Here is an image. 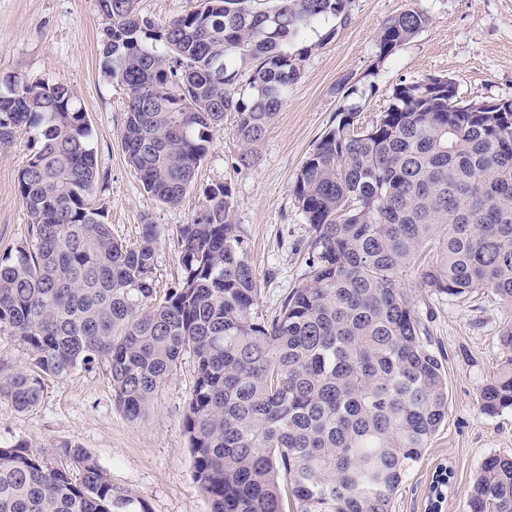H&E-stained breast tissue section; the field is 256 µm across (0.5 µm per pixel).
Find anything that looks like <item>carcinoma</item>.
I'll return each instance as SVG.
<instances>
[{"label": "carcinoma", "instance_id": "carcinoma-1", "mask_svg": "<svg viewBox=\"0 0 512 512\" xmlns=\"http://www.w3.org/2000/svg\"><path fill=\"white\" fill-rule=\"evenodd\" d=\"M102 65L128 97L120 131L144 190L178 205L213 133L236 116L240 161L301 77L298 48L351 0H200L160 24L137 0H97ZM421 10L388 19L379 58L415 38ZM248 73V92L239 89ZM457 99L446 77L404 82L375 121L345 108L292 185L311 229L305 280L278 314L256 310V274L232 224L228 185L204 189L177 228L184 275L155 302L157 225L129 247L89 205L98 182L86 113L45 81L0 89V143L36 145L17 178L29 238L0 258V335L32 355L0 370V396L25 411L43 377L106 361L113 401L139 418L190 352L184 416L193 479L211 512H391L411 464L448 416V380L402 276L463 298L512 304V101ZM512 407V355L479 395L487 416ZM74 479L17 442L0 447V512H148L81 448ZM470 512H512V455L488 457Z\"/></svg>", "mask_w": 512, "mask_h": 512}]
</instances>
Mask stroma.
I'll list each match as a JSON object with an SVG mask.
<instances>
[{
	"mask_svg": "<svg viewBox=\"0 0 512 512\" xmlns=\"http://www.w3.org/2000/svg\"><path fill=\"white\" fill-rule=\"evenodd\" d=\"M408 9L425 12L427 26L397 53L379 58L377 31ZM103 28L97 0H0V84L43 80L76 93L99 170L91 206L114 237L130 246L139 241L144 220L158 225L160 299L183 275L177 226L200 210L203 187L224 183L232 189V222L259 280L256 308L267 316L278 313L282 297L305 277L310 237L291 186L340 108H354L362 123H371L390 106L397 84L433 76L451 78L466 102L512 100V0H351L346 22L309 30L301 77L258 145L257 161L240 164L235 116L225 115L193 188L179 205L169 206L145 192L127 161L120 137L127 96L101 66ZM33 145L32 134L23 131L13 143L0 144V256L28 237L17 176ZM403 282L443 359L448 417L407 471L392 512H428L434 503L440 512H469L473 477L486 458L512 454V410L489 417L478 405L482 386L506 355L500 337L512 324V305L489 292L462 300L439 296L410 275ZM194 381L195 361L187 353L152 405L131 420L114 405L107 362L63 378L48 376L40 404L29 411H17L0 397V445L25 442L47 466H66L75 478L80 469L65 450L77 446L113 484L144 500L149 512H209L192 477L183 426ZM443 466L452 469L453 486L438 502L432 487Z\"/></svg>",
	"mask_w": 512,
	"mask_h": 512,
	"instance_id": "35a3bbf8",
	"label": "stroma"
}]
</instances>
